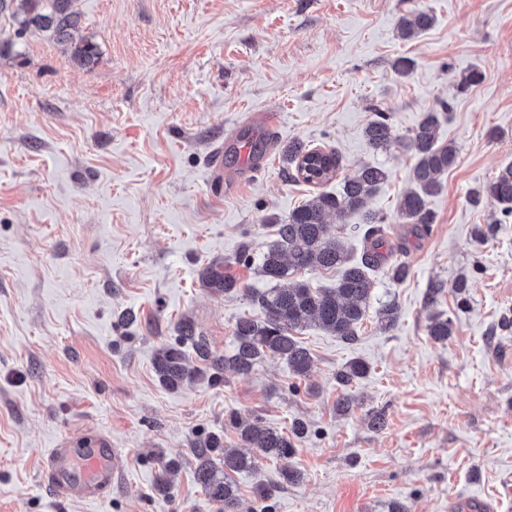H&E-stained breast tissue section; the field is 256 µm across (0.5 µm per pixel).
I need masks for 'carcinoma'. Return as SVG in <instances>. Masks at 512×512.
<instances>
[{
    "label": "carcinoma",
    "instance_id": "1",
    "mask_svg": "<svg viewBox=\"0 0 512 512\" xmlns=\"http://www.w3.org/2000/svg\"><path fill=\"white\" fill-rule=\"evenodd\" d=\"M73 0H0V20L8 21L13 35L0 40V57L13 54L18 41L27 34L41 32L63 43L73 37L80 24V15L72 8ZM433 16L419 11L412 18H403L398 29L404 39H412L427 30ZM98 45L86 39L74 45L72 57L81 65L95 63ZM443 111H429L413 130L408 146L414 153V188L407 191L397 207L399 220L411 224L419 232L428 230L434 216L427 207V197L439 191V176L457 162V148L452 142L438 140L437 130L449 105ZM365 140L373 152L390 148L396 137L387 119L379 114L365 129ZM288 168L292 178L314 186L332 180L339 167L338 155L327 149L298 145L288 148ZM388 179V171L380 165L364 164L345 178L343 191L333 194L321 191L307 203L288 214L283 222L274 221L275 239L268 246L259 267V274L274 287L255 296L263 313L260 319L242 317L233 330L234 347L224 357H214L203 339L197 336L189 318L176 325L175 341L161 348L155 357L159 382L167 389H177L195 378H208L217 383L221 373L230 370L239 375L251 372L267 355L284 359L297 379H304L311 367L312 356L292 333L308 324L345 341L358 336V328L366 316L374 281L368 272L386 261L382 248L386 246V218L367 209L368 199ZM487 199L502 205L505 216H512V165L504 166L494 180L472 193L476 204ZM360 211L368 225L365 238L369 246L360 262L349 263L342 241L329 235L327 218L331 215ZM326 269L341 271L336 288L315 291L293 279L299 270ZM202 281L213 293L231 294L241 290L240 282L224 271V264L211 263L202 273ZM451 322L440 316L430 318L429 334L437 340L448 338ZM191 348L205 362L204 368L187 366L186 349ZM367 373L360 361H353L338 371L337 379L349 388ZM224 426L235 430L240 447L230 449L224 437L208 434L196 441V479L208 498L220 506V512H240L238 489L231 474L254 468L259 454L268 458H288L295 452L298 439L306 435L305 422L296 419L288 433L249 423L230 412Z\"/></svg>",
    "mask_w": 512,
    "mask_h": 512
}]
</instances>
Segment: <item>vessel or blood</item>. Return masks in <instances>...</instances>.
<instances>
[{
  "instance_id": "1",
  "label": "vessel or blood",
  "mask_w": 512,
  "mask_h": 512,
  "mask_svg": "<svg viewBox=\"0 0 512 512\" xmlns=\"http://www.w3.org/2000/svg\"><path fill=\"white\" fill-rule=\"evenodd\" d=\"M123 472L117 450L100 439L85 447L65 443L51 449L44 477L55 496L92 500L111 490Z\"/></svg>"
}]
</instances>
